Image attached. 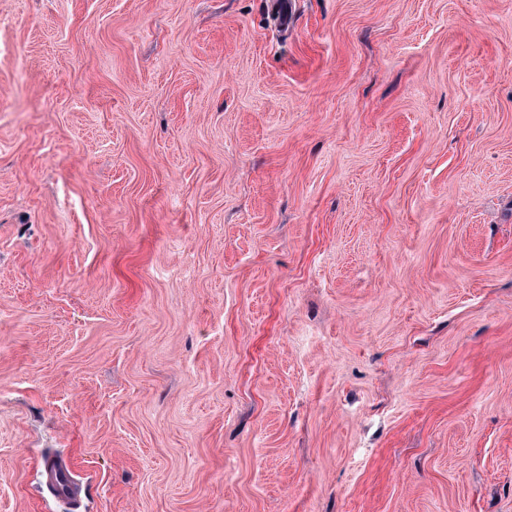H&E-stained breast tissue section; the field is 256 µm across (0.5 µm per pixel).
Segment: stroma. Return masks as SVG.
I'll list each match as a JSON object with an SVG mask.
<instances>
[{"label":"stroma","instance_id":"obj_1","mask_svg":"<svg viewBox=\"0 0 512 512\" xmlns=\"http://www.w3.org/2000/svg\"><path fill=\"white\" fill-rule=\"evenodd\" d=\"M0 0V512H512V0ZM38 475L53 489L56 498L63 504H70L79 498V488L70 465L48 458L43 461Z\"/></svg>","mask_w":512,"mask_h":512}]
</instances>
